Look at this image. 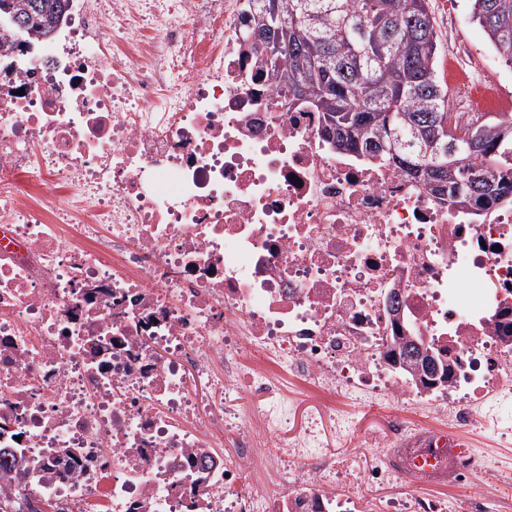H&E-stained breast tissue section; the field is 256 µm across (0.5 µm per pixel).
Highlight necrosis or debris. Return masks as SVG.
<instances>
[{
  "label": "necrosis or debris",
  "mask_w": 512,
  "mask_h": 512,
  "mask_svg": "<svg viewBox=\"0 0 512 512\" xmlns=\"http://www.w3.org/2000/svg\"><path fill=\"white\" fill-rule=\"evenodd\" d=\"M245 0H69L51 39L0 25V491L57 512H365L326 432L387 401L384 484L416 440L512 409V205L441 199L322 135L238 37ZM512 73L452 65L467 128ZM444 350L448 384L392 367ZM296 381L317 403L291 429ZM250 397L237 401V393ZM306 467L289 473V459Z\"/></svg>",
  "instance_id": "1"
}]
</instances>
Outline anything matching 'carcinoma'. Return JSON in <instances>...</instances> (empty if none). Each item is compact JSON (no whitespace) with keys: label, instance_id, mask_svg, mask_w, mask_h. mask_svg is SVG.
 <instances>
[{"label":"carcinoma","instance_id":"carcinoma-1","mask_svg":"<svg viewBox=\"0 0 512 512\" xmlns=\"http://www.w3.org/2000/svg\"><path fill=\"white\" fill-rule=\"evenodd\" d=\"M244 17L266 18L282 50L252 41L260 77L300 112H319L325 137L370 164L394 165L438 196L512 203V114L448 128V85L437 71L442 49L431 0H248ZM467 19L512 67V0H467ZM67 0H0V14L30 36L47 37ZM311 89L300 95L299 83ZM468 141L469 163L450 169L445 145ZM505 171L494 183L475 161ZM0 512H39L24 489L0 495Z\"/></svg>","mask_w":512,"mask_h":512}]
</instances>
